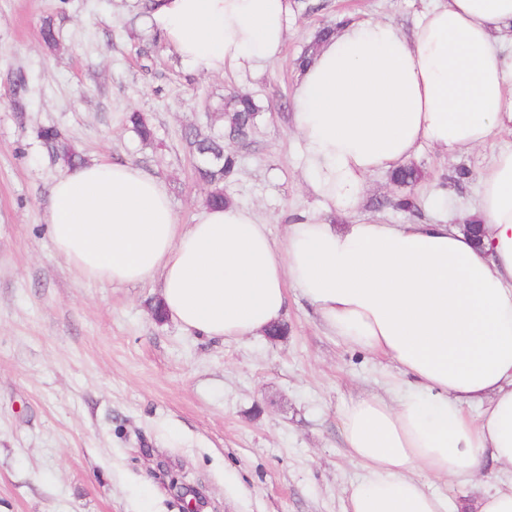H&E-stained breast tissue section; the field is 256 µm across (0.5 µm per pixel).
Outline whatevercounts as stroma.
Instances as JSON below:
<instances>
[{
  "label": "stroma",
  "mask_w": 512,
  "mask_h": 512,
  "mask_svg": "<svg viewBox=\"0 0 512 512\" xmlns=\"http://www.w3.org/2000/svg\"><path fill=\"white\" fill-rule=\"evenodd\" d=\"M142 2L0 0V512H181L172 473L200 512H345L360 469L339 413L352 398L386 395L390 368L329 336L293 289L284 336L221 342L156 320L158 282L78 278L46 229L49 191L65 168L38 132L55 127L86 160L121 159L158 176L187 223L207 188L184 130L221 131L225 97L252 93L261 112L249 143H226L239 166L224 191L255 207L279 241L281 214L318 209L290 122L295 58L336 16L405 29L436 0H295L277 61L257 74L212 75L189 71L147 29ZM48 17L52 47L41 34ZM130 112L154 127L153 142H140ZM508 144L512 135H500L452 158L423 148L414 189L422 219L471 210L475 181L450 189L446 208L429 201L455 167L481 174L493 146ZM397 193L389 174L370 176L353 216L410 222L382 204ZM422 481L456 504L512 474L489 462L467 484Z\"/></svg>",
  "instance_id": "1"
}]
</instances>
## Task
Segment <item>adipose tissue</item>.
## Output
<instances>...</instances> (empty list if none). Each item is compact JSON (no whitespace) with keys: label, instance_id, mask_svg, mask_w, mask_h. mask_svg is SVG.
<instances>
[{"label":"adipose tissue","instance_id":"adipose-tissue-1","mask_svg":"<svg viewBox=\"0 0 512 512\" xmlns=\"http://www.w3.org/2000/svg\"><path fill=\"white\" fill-rule=\"evenodd\" d=\"M292 13V0H156L146 22L195 72L254 73L279 58ZM510 30L512 0H438L407 32L340 23L291 98L320 211L291 215L282 242L231 202L182 223L164 183L131 163L93 160L51 186L55 252L88 280H160L186 332L265 335L292 285L332 336L394 365L395 400L364 395L340 412L363 470L346 512H448L417 473L471 480L487 455L512 466V147L492 151L461 223L351 217L367 177L422 146L454 156L512 133ZM336 212L348 223L327 221ZM471 222L481 243L461 229Z\"/></svg>","mask_w":512,"mask_h":512}]
</instances>
